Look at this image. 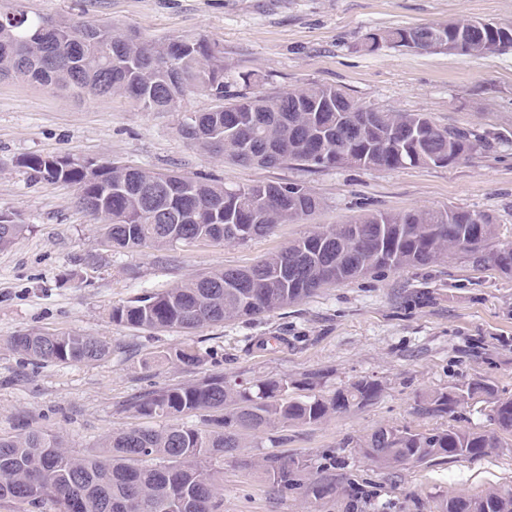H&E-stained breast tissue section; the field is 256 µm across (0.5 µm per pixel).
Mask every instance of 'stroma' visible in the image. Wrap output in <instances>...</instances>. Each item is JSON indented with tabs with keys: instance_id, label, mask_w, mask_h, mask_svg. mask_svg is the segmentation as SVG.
<instances>
[{
	"instance_id": "1",
	"label": "stroma",
	"mask_w": 512,
	"mask_h": 512,
	"mask_svg": "<svg viewBox=\"0 0 512 512\" xmlns=\"http://www.w3.org/2000/svg\"><path fill=\"white\" fill-rule=\"evenodd\" d=\"M54 19L83 18L155 40L206 37L232 71L257 73L270 94L332 85L384 110L425 112L442 127L468 128L485 145L449 167L395 170L243 166L190 143L181 127L213 107L189 94L164 112L130 99L88 97L27 79H0V212L25 231L0 250V435L19 423L63 435L83 453L113 431L141 425L125 405L147 391L202 372L229 379L298 377L321 370L323 391L367 377L380 397L318 425L289 428L290 453L321 461L335 451L347 477L367 490L362 512H434L438 499L512 487V447L477 461L437 460L391 473L348 445L384 425L444 429L422 417L417 396L475 379L512 396V273L457 255L343 282L276 312L209 324L189 333L147 332L112 320L114 307L145 290L172 287L218 267H246L315 227L344 224L374 209L463 208L489 215L497 243L512 244V52L488 57L366 51V34L397 26L474 19L512 22V0H0ZM69 154L158 172L205 177L235 187L298 182L321 200L304 222L278 225L247 244L194 242L159 251L105 246L76 191L31 181L20 158ZM80 333L105 340L106 360L59 365L13 351L23 332ZM284 336V348L257 352L252 341ZM191 346L199 368L165 360ZM224 512H340L308 507L298 494L276 498L262 471L224 469Z\"/></svg>"
}]
</instances>
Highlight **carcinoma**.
Returning a JSON list of instances; mask_svg holds the SVG:
<instances>
[{
    "label": "carcinoma",
    "mask_w": 512,
    "mask_h": 512,
    "mask_svg": "<svg viewBox=\"0 0 512 512\" xmlns=\"http://www.w3.org/2000/svg\"><path fill=\"white\" fill-rule=\"evenodd\" d=\"M448 30L454 54L481 57L512 49V24L474 20L394 27L369 33L364 47L382 42L410 48L417 38ZM230 71L224 51L204 37L147 40L108 25L54 20L23 9L0 13V77H25L44 86L69 87L91 97L122 95L146 111H166L190 93L218 104L197 113L182 134L196 146L243 165L309 169L359 167L393 170L407 165L448 167L484 145L481 135L440 127L425 112L370 108L344 91L311 84L277 95L254 91L261 78L238 73L247 88L224 97ZM35 179L75 187L82 208L101 223L107 244L125 250H163L212 241L244 245L285 223L306 219L320 200L303 184L224 183L159 173L115 162L94 164L69 155H29L19 160ZM21 220L0 219V249L23 232ZM489 215L467 209L375 211L348 224L318 227L242 268H219L163 290L147 292L112 309V320L135 329L188 332L207 324L274 312L320 289L407 267L441 263L464 254L485 268L512 272V247L494 243ZM11 347L39 362L92 363L110 346L94 336L20 333ZM324 376L286 375L237 382L211 373L187 384L154 389L126 409L161 429L134 427L106 437L92 454H79L54 433L21 427L0 435V504L35 512L51 502L56 512H223L224 464L259 469L270 493H300L305 502L328 499L355 507L360 491L336 474V454L323 463L284 453L249 455L246 434L257 438L295 425L327 421L362 408L382 388L360 379L332 395ZM480 397L488 430L450 425L417 431L382 426L358 448L380 470L418 466L437 459L476 460L505 447L512 436V397L484 380L427 393L416 400L420 416L453 417ZM437 512H512V487L440 501Z\"/></svg>",
    "instance_id": "1"
}]
</instances>
